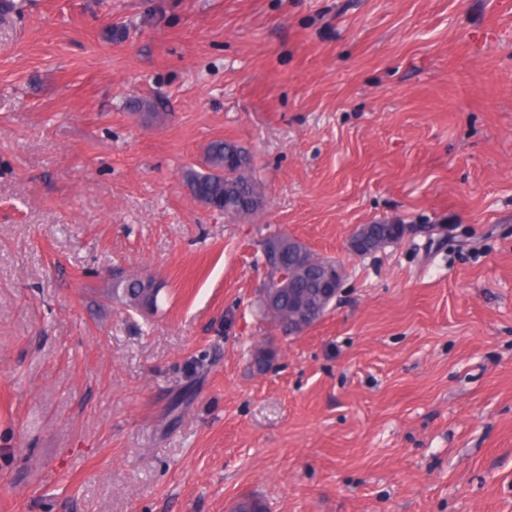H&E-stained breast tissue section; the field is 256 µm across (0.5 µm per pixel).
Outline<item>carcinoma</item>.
<instances>
[{
	"label": "carcinoma",
	"mask_w": 512,
	"mask_h": 512,
	"mask_svg": "<svg viewBox=\"0 0 512 512\" xmlns=\"http://www.w3.org/2000/svg\"><path fill=\"white\" fill-rule=\"evenodd\" d=\"M239 156V163L232 169H224L229 152ZM183 183L189 194L199 203L221 211L224 216L243 220L256 214L263 206L264 193L261 183L254 175L251 154L235 142L216 139L209 142L203 151L201 165L187 168ZM369 235L373 239H384L391 244L397 239L398 224H369ZM297 254L301 256L299 273L301 284L298 290L283 289L278 304L268 307L265 299L256 300L259 317L267 322L275 333L288 336L295 311L306 308L321 316L331 304L319 292L321 276L336 270V261L323 259L306 245L297 243ZM162 283L156 279H144L130 274L122 268L112 271L104 294L113 302L146 314L157 310ZM274 356L267 346L260 344L251 355L253 371L264 373Z\"/></svg>",
	"instance_id": "1"
}]
</instances>
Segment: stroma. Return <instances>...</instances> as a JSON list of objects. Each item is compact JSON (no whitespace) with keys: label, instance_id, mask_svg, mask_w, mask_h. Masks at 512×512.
<instances>
[{"label":"stroma","instance_id":"1","mask_svg":"<svg viewBox=\"0 0 512 512\" xmlns=\"http://www.w3.org/2000/svg\"><path fill=\"white\" fill-rule=\"evenodd\" d=\"M215 139L250 220L182 184ZM375 222L408 232L354 256ZM277 233L347 272L290 338L251 309ZM115 265L157 312L102 298ZM246 495L512 512V0H0V512ZM230 151L237 153L239 163L226 170L225 161V168L235 164V157H228ZM183 183L199 203L224 212V216L233 220L250 218L263 206L264 193L254 175L252 156L235 142L224 139L209 142L204 148L199 170L187 168ZM200 185L204 186L203 192L199 191ZM238 199L251 205L239 211Z\"/></svg>","mask_w":512,"mask_h":512}]
</instances>
